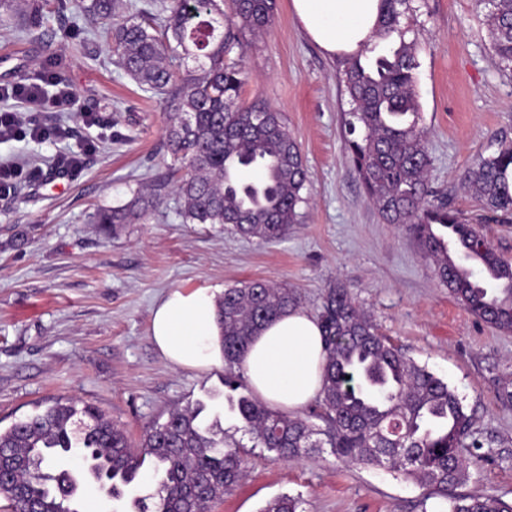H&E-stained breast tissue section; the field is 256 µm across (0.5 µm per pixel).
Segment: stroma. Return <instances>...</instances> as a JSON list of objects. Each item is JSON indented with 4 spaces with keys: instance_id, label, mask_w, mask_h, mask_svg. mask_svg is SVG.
<instances>
[{
    "instance_id": "stroma-1",
    "label": "stroma",
    "mask_w": 512,
    "mask_h": 512,
    "mask_svg": "<svg viewBox=\"0 0 512 512\" xmlns=\"http://www.w3.org/2000/svg\"><path fill=\"white\" fill-rule=\"evenodd\" d=\"M407 19L418 42L416 82L432 164L429 184L454 192L455 206L482 221L491 244L512 259V220L485 219L460 181L479 155L512 142V71L497 64L486 0H413ZM240 102L282 112L308 169L299 224L274 242L220 224H186L172 186L158 98L120 69L112 45L70 0L47 23L0 25V87L54 66L77 96L76 112H44L67 128L62 140L0 142V161L36 168L0 198V429L55 399L105 411L132 443L170 412L203 400L224 439L245 447L244 476L209 512H260L299 498L303 512H448L443 498L382 468L347 466L329 450L287 461L249 447L224 400V369L203 373L166 362L149 328L156 303L174 288H225L263 279L298 289L317 314L328 288L343 284L379 331L455 390L470 416L467 491L512 498V333L463 309L440 286L417 242L385 223L356 176L342 114L348 109L337 61L307 38L290 0L252 39ZM96 112L85 124L81 109ZM64 152L85 155L75 174L56 171ZM165 180L162 205L118 231L90 223L100 206L125 203Z\"/></svg>"
}]
</instances>
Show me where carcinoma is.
<instances>
[{"label": "carcinoma", "instance_id": "obj_1", "mask_svg": "<svg viewBox=\"0 0 512 512\" xmlns=\"http://www.w3.org/2000/svg\"><path fill=\"white\" fill-rule=\"evenodd\" d=\"M85 19L112 43L116 64L142 88L163 96L171 115L167 144L182 163L176 184L185 224H231L245 237L282 238L300 223L308 170L280 113L260 101L239 103L248 72L244 55L231 59L246 35L275 21V0H155L154 12L124 15L123 0H75ZM486 16L497 63L512 68V0H487ZM48 0H25L30 27L42 26ZM411 0H383L376 40L338 61L348 96L343 124L354 172L389 224L412 235L438 282L471 314L503 333L512 332V261L482 229L460 217L451 196L428 185L431 165L415 71L417 41L406 40L402 20ZM192 61L189 67L185 62ZM259 169L258 183L244 173ZM463 184L483 207L512 216V144L501 143L466 170ZM165 184L138 192L126 203L100 207L93 224L145 219L160 204ZM455 240L462 271L450 270L436 248L437 227ZM294 288L254 280L224 290L217 319L224 336V388L240 431L254 447L285 460L323 448L349 465L400 472L448 501V512H512V500L466 492L462 454L471 418L442 378L418 365L383 336L348 289L325 293L317 319L325 347L322 400L313 419L290 416L243 387L241 359L255 336L279 315L299 306ZM205 406L177 409L150 427L139 446L101 410L54 402L0 431V451L13 460L15 479L28 484L42 512H58L53 487L35 475L54 468L81 443L95 470L115 486L138 477L146 458L162 469L154 512H181L183 492L204 483L192 508L207 512L242 476L241 445L216 439L218 421L200 418ZM299 499L283 495L260 512H301Z\"/></svg>", "mask_w": 512, "mask_h": 512}]
</instances>
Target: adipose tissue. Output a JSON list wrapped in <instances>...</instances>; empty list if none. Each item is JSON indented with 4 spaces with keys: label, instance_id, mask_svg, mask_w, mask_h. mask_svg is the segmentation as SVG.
<instances>
[{
    "label": "adipose tissue",
    "instance_id": "adipose-tissue-1",
    "mask_svg": "<svg viewBox=\"0 0 512 512\" xmlns=\"http://www.w3.org/2000/svg\"><path fill=\"white\" fill-rule=\"evenodd\" d=\"M308 35L331 57L358 52L370 40L381 0H291ZM217 296L208 288H175L153 310L152 340L173 366L205 372L224 362L216 320ZM325 361L321 329L314 316L298 309L281 316L256 337L241 367L263 403L291 412L322 391Z\"/></svg>",
    "mask_w": 512,
    "mask_h": 512
}]
</instances>
